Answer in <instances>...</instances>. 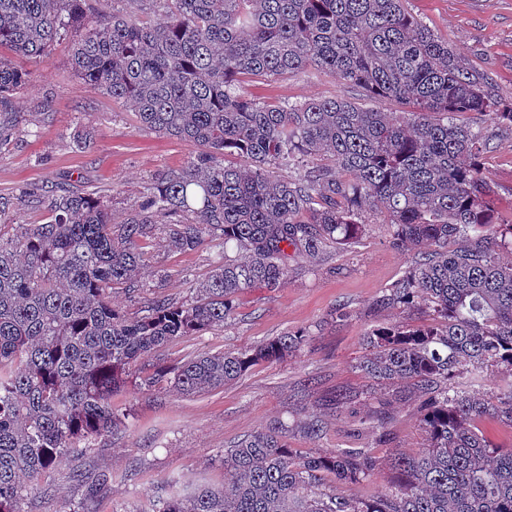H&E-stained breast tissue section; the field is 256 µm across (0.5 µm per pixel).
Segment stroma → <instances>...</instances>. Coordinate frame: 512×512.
I'll list each match as a JSON object with an SVG mask.
<instances>
[{"mask_svg": "<svg viewBox=\"0 0 512 512\" xmlns=\"http://www.w3.org/2000/svg\"><path fill=\"white\" fill-rule=\"evenodd\" d=\"M409 12L439 39L447 41L465 66L484 74L496 94L512 102V0H408ZM0 56L29 72L14 95L26 121L0 139V196L22 191L46 195L68 184L106 195L114 219L138 204L151 180L184 166L191 146L139 129L131 109L84 84L72 68L71 43L58 40L45 57H26L0 48ZM258 100L304 102L343 96L362 101L363 92L331 73L306 68L277 81L245 82ZM464 120L489 142L483 174L496 192V210L512 220V127L480 112ZM88 148H78L81 138ZM365 231L352 248L328 246L318 255L292 256L287 283L279 289L255 287L242 293L222 326L184 336L169 345L165 363L204 352L245 350L283 334L305 330L299 351L276 364L252 367L239 381L200 394L130 385L115 405L131 409L127 431L95 441L83 453L69 454L46 472V495L29 498L25 512H155L172 480L192 479L218 488L224 484V450L268 424L288 428V445L303 455L339 448H365L377 459L374 474L348 489L359 499L378 496L395 479L390 460L416 454L424 445L411 387L385 386L364 377L358 364L368 355L364 334L373 328L424 323L422 306L381 304L387 289L415 264L413 251L393 244L380 215L364 210ZM153 259L141 281L174 301L192 290L222 255L205 242L188 253L148 246ZM344 319H337V311ZM392 418L390 434L370 427L379 413ZM321 415L322 436L304 433L311 414ZM82 481H74V474Z\"/></svg>", "mask_w": 512, "mask_h": 512, "instance_id": "stroma-1", "label": "stroma"}]
</instances>
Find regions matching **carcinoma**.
I'll return each instance as SVG.
<instances>
[{"mask_svg": "<svg viewBox=\"0 0 512 512\" xmlns=\"http://www.w3.org/2000/svg\"><path fill=\"white\" fill-rule=\"evenodd\" d=\"M109 2L0 0V47L44 57L72 38L83 83L130 105L139 128L196 152L119 222L99 193L66 187L48 198L46 223L0 224V512H23L45 470L124 425L112 398L130 379L203 393L297 351L305 331L136 370L224 325L247 289L284 286L288 252L359 243L366 208L396 245L421 250L388 303H422L431 319L368 333L359 368L375 382L413 383L424 448L392 460L394 489L358 499L345 487L376 470L366 449L299 456L275 422L224 449V486L186 483L156 512H512V448L478 427L489 415L512 425V262L496 252L512 251V224L496 219L482 177L489 143L461 120L483 112L512 124V103L406 0H123L112 13ZM147 10L165 21L142 20ZM308 67L405 111L344 97L260 102L238 86ZM28 78L0 62V135L23 122L13 96ZM227 154L249 165L228 167ZM295 163L298 179L275 175ZM156 238L175 252L218 241L244 259L222 255L185 302L154 295L127 315L112 289L139 291L143 242ZM468 368L504 376L496 398L448 386Z\"/></svg>", "mask_w": 512, "mask_h": 512, "instance_id": "carcinoma-1", "label": "carcinoma"}]
</instances>
